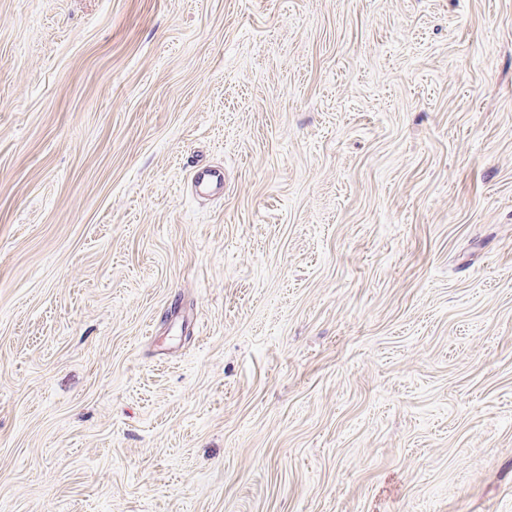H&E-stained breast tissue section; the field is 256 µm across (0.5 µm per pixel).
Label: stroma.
Returning a JSON list of instances; mask_svg holds the SVG:
<instances>
[{
  "label": "stroma",
  "instance_id": "1",
  "mask_svg": "<svg viewBox=\"0 0 512 512\" xmlns=\"http://www.w3.org/2000/svg\"><path fill=\"white\" fill-rule=\"evenodd\" d=\"M0 512H512V0H0ZM192 187L196 195L207 197L215 190H224V173L215 166L203 165L192 172Z\"/></svg>",
  "mask_w": 512,
  "mask_h": 512
}]
</instances>
